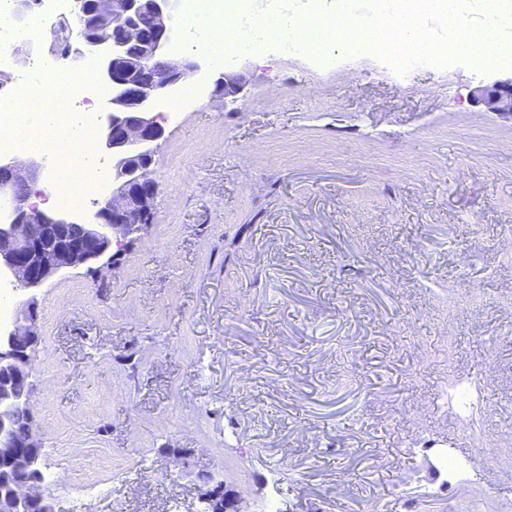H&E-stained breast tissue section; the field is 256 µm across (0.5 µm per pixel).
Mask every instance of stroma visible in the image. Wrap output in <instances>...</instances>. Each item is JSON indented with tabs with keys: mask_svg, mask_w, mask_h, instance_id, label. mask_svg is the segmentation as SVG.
Returning a JSON list of instances; mask_svg holds the SVG:
<instances>
[{
	"mask_svg": "<svg viewBox=\"0 0 512 512\" xmlns=\"http://www.w3.org/2000/svg\"><path fill=\"white\" fill-rule=\"evenodd\" d=\"M234 61L237 100L163 113L153 220L105 282L36 292L43 494L204 512V472L234 512H500L512 482L445 386L492 359L485 428L512 431V119L472 95L512 69ZM450 454L487 461L469 501Z\"/></svg>",
	"mask_w": 512,
	"mask_h": 512,
	"instance_id": "obj_1",
	"label": "stroma"
}]
</instances>
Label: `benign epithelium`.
<instances>
[{
  "instance_id": "1",
  "label": "benign epithelium",
  "mask_w": 512,
  "mask_h": 512,
  "mask_svg": "<svg viewBox=\"0 0 512 512\" xmlns=\"http://www.w3.org/2000/svg\"><path fill=\"white\" fill-rule=\"evenodd\" d=\"M38 0H16L14 21L23 24ZM184 0H91L90 14L98 29L84 34L98 53L97 73L112 89L99 125V150L112 158V189L76 214H54L28 204L29 186L41 163L0 156V201L9 205L0 215V280L28 292L10 323L0 329V512H30L40 504L54 512L43 496V441L32 405L31 353L40 340L35 290L51 277L85 265L105 276L125 243L150 223L155 190L153 157L163 126L158 105L188 79L210 74L212 94L234 97L245 85L238 71L211 72L195 55L168 54L169 23ZM153 17L150 30L137 20ZM52 50L76 67L80 45L64 39ZM475 96L490 112L512 119V79L480 85ZM30 418L26 439L15 437L18 419ZM202 501L216 510L224 484L202 477Z\"/></svg>"
}]
</instances>
